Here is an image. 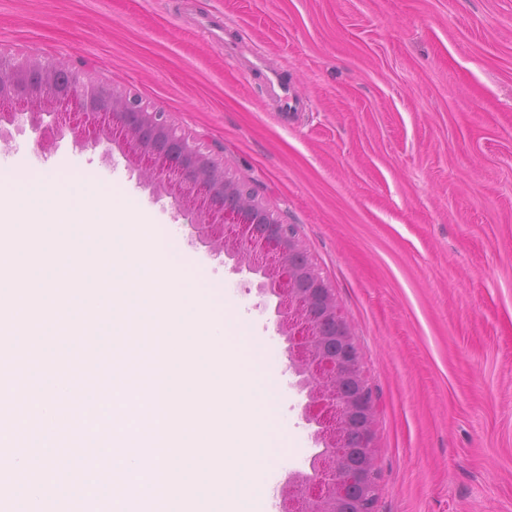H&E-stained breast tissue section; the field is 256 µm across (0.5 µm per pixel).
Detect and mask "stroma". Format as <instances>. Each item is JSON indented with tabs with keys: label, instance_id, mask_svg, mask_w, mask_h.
Masks as SVG:
<instances>
[{
	"label": "stroma",
	"instance_id": "35a3bbf8",
	"mask_svg": "<svg viewBox=\"0 0 512 512\" xmlns=\"http://www.w3.org/2000/svg\"><path fill=\"white\" fill-rule=\"evenodd\" d=\"M224 18L222 41L195 24ZM0 53L51 58L142 98L295 225L334 289L377 396L376 512H512V0H0ZM278 71L308 101L274 111ZM103 147L0 142V168L82 171L122 193L169 259L229 299L226 325L279 366L275 477L314 451L287 344L223 258L191 242ZM97 368L151 375L150 312L108 304ZM79 310L39 322L0 365L29 384L73 361ZM32 425L0 484L40 480Z\"/></svg>",
	"mask_w": 512,
	"mask_h": 512
}]
</instances>
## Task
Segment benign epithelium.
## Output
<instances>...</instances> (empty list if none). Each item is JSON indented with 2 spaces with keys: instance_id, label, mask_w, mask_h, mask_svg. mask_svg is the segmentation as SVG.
I'll use <instances>...</instances> for the list:
<instances>
[{
  "instance_id": "7a95c632",
  "label": "benign epithelium",
  "mask_w": 512,
  "mask_h": 512,
  "mask_svg": "<svg viewBox=\"0 0 512 512\" xmlns=\"http://www.w3.org/2000/svg\"><path fill=\"white\" fill-rule=\"evenodd\" d=\"M59 70L68 74L64 89L56 82ZM84 77L54 61L0 55V140L10 142L6 125L22 117L42 150L67 133L81 150L108 145L107 162L110 147L117 148L154 197L177 203L191 238L232 260L233 272L258 277V294L277 299L275 328L288 343V370L306 398L302 419L315 426L319 445L311 472L288 474L280 488L283 512H373L375 396L336 295L293 226L164 113Z\"/></svg>"
}]
</instances>
